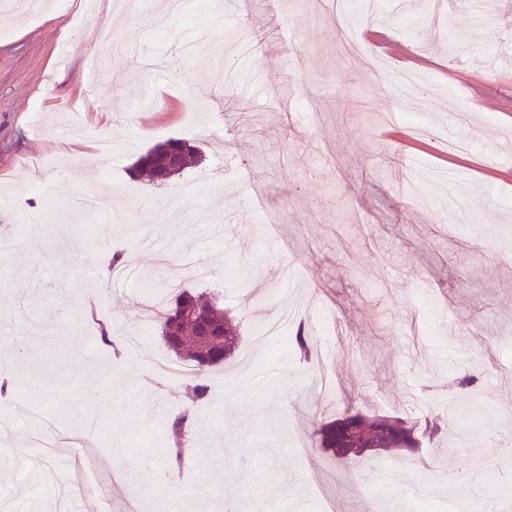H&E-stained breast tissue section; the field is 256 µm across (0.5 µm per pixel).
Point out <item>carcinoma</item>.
<instances>
[{"mask_svg": "<svg viewBox=\"0 0 512 512\" xmlns=\"http://www.w3.org/2000/svg\"><path fill=\"white\" fill-rule=\"evenodd\" d=\"M178 146L186 149L185 165L189 166L195 162V149L180 139H169L150 148L141 155L136 163L135 172L143 173L152 179H158L157 174L150 167L152 156L164 152L166 149ZM205 325L208 333L212 336L224 337L223 342L209 341L204 348L221 350L223 355L205 360L200 357L202 349H191L180 345L169 346L177 358L189 361L198 371H205L213 366L220 365L232 358L238 351L240 342V327L233 319L227 316L224 308L217 302L208 299L203 295H194L185 291L179 293L174 304L169 306L167 313L161 323L162 336L169 340L175 332L187 336L198 332L199 325ZM317 343L305 327H300L295 336V348L304 360H309ZM190 427L187 414L175 417L168 426V434L172 436L175 447L168 449L174 456L176 462L182 460L183 437ZM442 431L440 423L434 420L425 422L423 429L397 416L388 415H367L361 412H351L342 417L328 421L315 430L317 442L320 447L331 450L336 459L347 464L351 454L346 451L350 447L352 436L357 433H364L371 442L382 446L383 451H400L419 447L420 442L425 439H432Z\"/></svg>", "mask_w": 512, "mask_h": 512, "instance_id": "1", "label": "carcinoma"}]
</instances>
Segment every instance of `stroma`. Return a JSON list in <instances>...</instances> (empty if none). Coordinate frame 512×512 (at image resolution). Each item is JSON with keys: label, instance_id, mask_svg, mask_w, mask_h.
<instances>
[{"label": "stroma", "instance_id": "1", "mask_svg": "<svg viewBox=\"0 0 512 512\" xmlns=\"http://www.w3.org/2000/svg\"><path fill=\"white\" fill-rule=\"evenodd\" d=\"M321 0H169L89 22L110 42L61 38L58 24L18 21L0 0V379L15 384L0 425V512H438L448 496L512 504V0H378L357 35L421 73L416 121L454 127L412 148L379 127L395 108L392 74L344 50ZM100 73L95 98L80 76ZM182 139L195 167L163 183L136 177L138 157ZM115 198L114 223L76 204ZM132 274L102 271L115 244ZM346 330L336 391L312 385L318 361L290 340L257 337L260 311L284 307L282 267ZM150 272L216 295L240 323L237 355L211 368L207 398L185 396L177 364L140 289ZM136 332L135 349H111ZM470 385H463V378ZM443 432L416 455L356 458L294 444L347 409ZM189 413L195 442L165 461V423ZM93 441L92 460L72 454ZM461 475L455 491L428 470Z\"/></svg>", "mask_w": 512, "mask_h": 512}]
</instances>
